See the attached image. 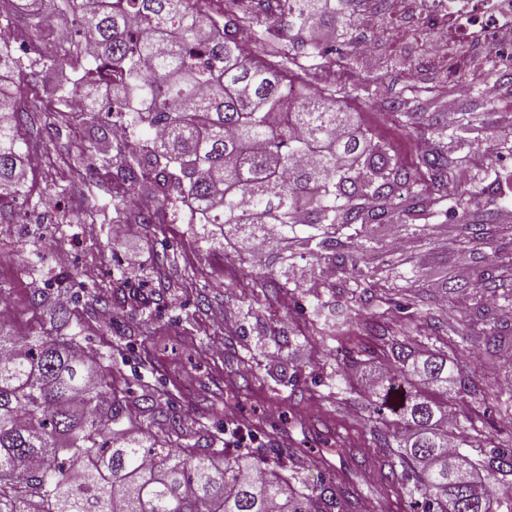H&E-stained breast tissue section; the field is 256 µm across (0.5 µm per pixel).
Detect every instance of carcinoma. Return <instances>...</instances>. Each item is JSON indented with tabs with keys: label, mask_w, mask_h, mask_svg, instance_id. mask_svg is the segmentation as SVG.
I'll list each match as a JSON object with an SVG mask.
<instances>
[{
	"label": "carcinoma",
	"mask_w": 512,
	"mask_h": 512,
	"mask_svg": "<svg viewBox=\"0 0 512 512\" xmlns=\"http://www.w3.org/2000/svg\"><path fill=\"white\" fill-rule=\"evenodd\" d=\"M13 2L0 29L23 32L33 49L21 55L0 37V219L25 186L28 151L19 129L51 111L67 123V110L53 104L73 93L95 121L132 114L133 142L117 178L133 182L137 171L150 170L167 188L163 201L191 206L197 223L219 228L250 257L242 270L246 286L336 314L332 329L309 325L322 343L334 344L337 367L361 354L381 360L384 373L365 395L372 399L375 446L402 468L390 469L386 483H412L424 512H492L497 492L512 487V448L484 431L448 429V396L464 400L480 375L462 370L440 327L414 310L423 301L415 259L391 254L367 268L370 253L384 250L368 227L393 224L399 237L412 238L424 234L425 221L442 218L460 224L466 238H485L486 224L468 216L481 207L492 218L489 187L453 177L460 167L483 170L473 162L483 146L512 158V132L472 112L448 125L433 87L418 83L409 67L384 110L392 125L429 149L408 166L391 142L372 139L342 99L372 104L391 70L362 74L350 0H222L218 12L212 0ZM63 11L77 39L63 55L46 57L40 42L51 35L42 17ZM326 13L337 14L341 25L332 48L309 37ZM241 31L267 47L274 62L261 64L244 52ZM337 68L354 75L350 83L318 92L300 84L285 96L287 74ZM421 104L434 111H418ZM299 261L349 274L350 300L337 303L336 283L321 276L309 285L277 278L275 265ZM51 287L31 296L48 314L42 334L18 336L11 321L0 320V512H362L349 474L311 487L299 477L298 457L285 475L278 460L246 462L173 445L169 438L184 436L179 420L163 442L149 429H134L136 416L117 390L118 357L111 349L83 348L78 322L52 300ZM374 288L398 298H388L389 312L377 314L361 336L353 324ZM489 311L483 326H472L496 356L505 337ZM422 324L430 331L426 341L414 348L401 340ZM165 395L146 389L141 412L154 415ZM463 445L481 449L480 460L461 452Z\"/></svg>",
	"instance_id": "obj_1"
}]
</instances>
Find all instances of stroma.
I'll return each instance as SVG.
<instances>
[{"label": "stroma", "mask_w": 512, "mask_h": 512, "mask_svg": "<svg viewBox=\"0 0 512 512\" xmlns=\"http://www.w3.org/2000/svg\"><path fill=\"white\" fill-rule=\"evenodd\" d=\"M344 107L391 142L401 161L415 160L420 147L414 135L396 130L378 108L350 98ZM93 132L89 124L62 128L56 137L22 132L42 163L28 175L25 195L15 204L16 221L0 223V290L13 308L16 329L41 333L43 315L31 304L33 290L79 269L78 287L64 295L82 325L81 344L91 352L111 343L121 347V388L134 395L145 384L165 388L169 397L162 416L219 438L228 454L284 458L296 445L320 450L323 464L301 472L310 483L353 469L350 452L360 449L369 459L359 481L370 512H422L421 499L404 487L382 492L387 457L373 447L363 420L368 400L356 391L340 404L354 372L336 379V362L309 335L305 310L285 295L255 303L239 286L242 257L230 245L207 244L200 225L188 223L180 208L159 207L144 224L137 206H130L125 236L113 241L112 213L104 204L113 196H132L133 190L115 177L112 157L102 154ZM83 160L95 168L88 181L72 171ZM490 232L504 261L498 276L507 294L512 223L497 217ZM490 246L479 240L462 246L460 226L440 223L429 225L423 238L405 242L409 256L427 258L421 268L428 292L424 305L444 325L471 318L466 287L486 272ZM444 274L461 286L445 300L438 281ZM101 294L111 296L110 309H101ZM243 373L249 384L236 388ZM501 416L497 401L475 395L458 424L512 446V424Z\"/></svg>", "instance_id": "stroma-1"}]
</instances>
